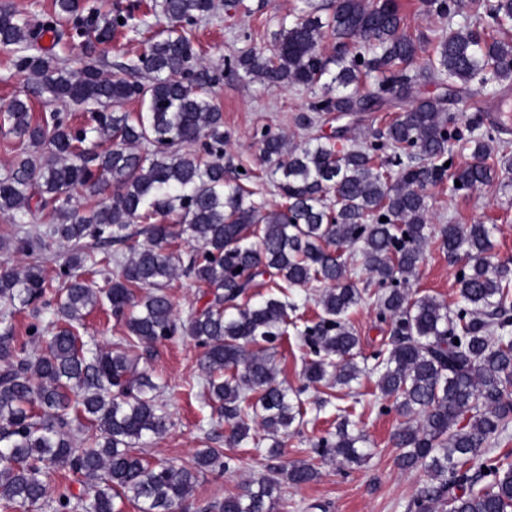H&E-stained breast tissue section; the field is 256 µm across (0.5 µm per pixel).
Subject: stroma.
Segmentation results:
<instances>
[{"instance_id": "obj_1", "label": "stroma", "mask_w": 512, "mask_h": 512, "mask_svg": "<svg viewBox=\"0 0 512 512\" xmlns=\"http://www.w3.org/2000/svg\"><path fill=\"white\" fill-rule=\"evenodd\" d=\"M215 4L213 14L193 31L195 44L214 73L221 72L225 60L239 50L251 48L271 53L272 35L280 28L282 19L302 6L301 0H243L231 15L223 7L224 0H215ZM211 94L224 114V128L231 134L234 166L252 171L248 187L264 210L278 209L282 199L265 175L256 131L269 126L300 144L310 136L334 132L335 113H323L315 127L299 126L296 118L306 112L313 98L310 89L299 86L267 88L256 82L224 79L214 84ZM429 194L431 225H492L491 263L512 262V178L494 180L474 191L454 190L452 179L447 178L430 188ZM467 263L465 257L448 256L438 241L429 242L415 276L409 281L411 294L432 295L455 304V274ZM350 321L363 356L387 349L389 327L377 320L373 299H364L351 313ZM306 353L296 332H289L274 350L279 382L294 388L301 385ZM201 354L194 341L179 338L156 344L154 356L146 365L166 384L161 399L170 413L171 426L165 435L144 447L145 458L183 464L190 462L198 450L220 448L234 460L231 470L208 472L200 477L189 500L192 512H205L210 502L242 492L255 474L267 472L273 465L265 449L254 447L252 442L238 447L229 445L223 426L212 422L213 409L198 368ZM304 398L307 413L302 424L292 425L280 459L315 461L319 476L300 486L282 482L275 512H407V505L423 485L425 476L397 466L399 450L392 442V434L402 418L393 411L380 413L384 399L375 379L364 377L348 387L330 382L310 389ZM320 398L327 399L325 408H317ZM345 406L355 409L357 428L368 437L370 459L358 466L314 460L311 441L334 431L336 410Z\"/></svg>"}]
</instances>
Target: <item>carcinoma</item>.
Returning a JSON list of instances; mask_svg holds the SVG:
<instances>
[{
	"label": "carcinoma",
	"instance_id": "carcinoma-1",
	"mask_svg": "<svg viewBox=\"0 0 512 512\" xmlns=\"http://www.w3.org/2000/svg\"><path fill=\"white\" fill-rule=\"evenodd\" d=\"M151 11L174 26L147 41L144 51L104 71L101 47L115 32H136L120 8L101 12L91 0H55L38 26L0 0V45L23 77L25 98L0 112V133L19 143L0 173V214L11 229L6 247L18 255L67 246L58 286L42 267L0 270V321L41 300L53 308L47 325L29 335L50 334L44 348L18 346L0 335V502L16 512H187L201 474L231 469L233 458L206 448L192 462H148L136 449L171 426L159 386L138 369L162 340L188 337L203 348L199 367L218 421L239 444L251 437L247 419L260 420L268 454L303 419L301 395L327 378L348 386L362 375L406 417L393 433L404 470L428 478L408 512H512V462L485 455L512 424V265L489 261L493 228L487 224H428V189L447 176L475 190L493 181L499 165L496 138L482 113L468 119L469 136L451 106L457 97H413L422 76L451 92L473 85L508 89L512 41L490 32L512 21V0H424L426 13L444 21L466 15L457 29L434 30L433 53L417 72L419 45L404 32L395 0H331L302 10L282 24L274 53L244 50L225 63L224 76L265 87L312 86L315 95L299 122L324 110L357 121L384 107L398 109L383 133L339 151L327 135L288 145L267 126L256 133L261 159L283 203L264 212L243 181L248 172L226 173L231 135L224 114L207 94L210 75L191 32L215 9L214 0H153ZM335 51L320 49L324 29ZM77 44L84 55L73 70L39 41ZM374 81L360 86L361 77ZM46 109L33 119L29 102ZM141 110L124 111L131 102ZM62 103L84 112L80 126ZM462 142L472 161L448 173L453 146ZM102 195L81 211L75 192ZM175 217L176 224L162 219ZM387 221H381V218ZM135 235L146 242L129 255L108 247ZM186 237L187 254L172 249ZM440 241L448 254L464 253L468 270L458 279L453 309L434 296L414 298L404 285L423 258V245ZM359 247L380 322L391 326L390 348L356 360L359 338L350 314L367 292L349 277L343 248ZM120 274L101 288L85 275L111 266ZM206 288L204 304L176 314L168 292L178 271ZM269 274V292L251 301L257 277ZM318 284L317 321L297 330L312 358L296 389L276 381L272 356L288 334V311L297 288ZM107 305L124 334L107 345L87 343L80 329L94 309ZM352 410L339 409L336 430L311 443L326 462L361 465L371 456L366 437L349 430ZM286 480L303 485L318 476L315 465L280 466ZM68 471L83 488L49 498L55 476ZM279 482L263 474L242 493L207 505L210 512H274Z\"/></svg>",
	"mask_w": 512,
	"mask_h": 512
}]
</instances>
